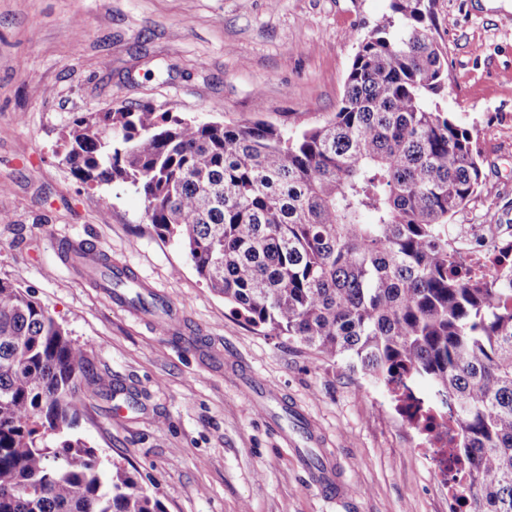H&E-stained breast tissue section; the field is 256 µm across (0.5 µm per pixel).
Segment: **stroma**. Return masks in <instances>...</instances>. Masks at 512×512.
<instances>
[{
  "instance_id": "stroma-1",
  "label": "stroma",
  "mask_w": 512,
  "mask_h": 512,
  "mask_svg": "<svg viewBox=\"0 0 512 512\" xmlns=\"http://www.w3.org/2000/svg\"><path fill=\"white\" fill-rule=\"evenodd\" d=\"M390 0H0V279L85 345L80 432L165 512H451L388 392L232 313L139 198L82 183L57 155L77 113L152 105L291 132L331 120L358 39ZM448 55L440 106L468 129L485 184L450 222L512 225V0H435ZM89 246L168 307L169 325L115 305L71 265ZM272 392L250 394L253 381ZM330 450L351 497L295 454Z\"/></svg>"
}]
</instances>
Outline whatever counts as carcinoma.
<instances>
[{"mask_svg": "<svg viewBox=\"0 0 512 512\" xmlns=\"http://www.w3.org/2000/svg\"><path fill=\"white\" fill-rule=\"evenodd\" d=\"M435 32L433 0H390L322 126L141 106L74 118L60 147L83 183L135 193L235 315L356 361L398 413L415 405L409 426L441 427L453 512H512V246L476 275L448 242L484 176L470 131L440 108L448 58ZM86 251L71 259L99 287L163 309L112 281L107 257L87 267ZM85 359L28 291L0 280V512H165L78 437Z\"/></svg>", "mask_w": 512, "mask_h": 512, "instance_id": "1", "label": "carcinoma"}]
</instances>
